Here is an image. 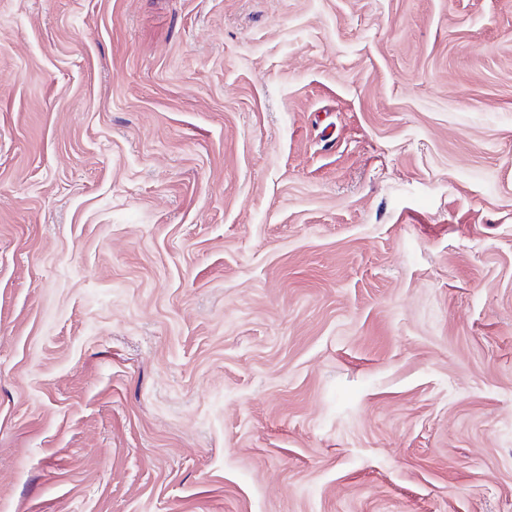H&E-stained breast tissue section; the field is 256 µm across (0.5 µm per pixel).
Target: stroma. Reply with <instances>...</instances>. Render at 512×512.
Segmentation results:
<instances>
[{"mask_svg": "<svg viewBox=\"0 0 512 512\" xmlns=\"http://www.w3.org/2000/svg\"><path fill=\"white\" fill-rule=\"evenodd\" d=\"M0 512H512V0H0Z\"/></svg>", "mask_w": 512, "mask_h": 512, "instance_id": "obj_1", "label": "stroma"}]
</instances>
